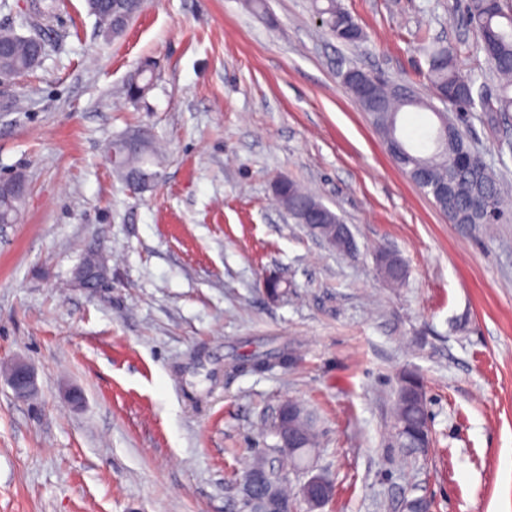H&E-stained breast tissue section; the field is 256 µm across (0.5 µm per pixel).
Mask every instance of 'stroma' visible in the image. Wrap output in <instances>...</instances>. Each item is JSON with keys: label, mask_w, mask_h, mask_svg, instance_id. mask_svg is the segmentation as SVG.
<instances>
[{"label": "stroma", "mask_w": 512, "mask_h": 512, "mask_svg": "<svg viewBox=\"0 0 512 512\" xmlns=\"http://www.w3.org/2000/svg\"><path fill=\"white\" fill-rule=\"evenodd\" d=\"M339 2L361 43L336 41L314 0H143L116 39L85 0L48 17L0 0V26L28 20L47 42L0 87V175L27 185L0 224V512H239L242 464L274 444L261 426L287 401L316 419L314 466L334 484L320 512H512V218L451 223L342 82L354 65L428 96L425 38L454 46L487 98L496 77L460 0ZM146 59L153 85L128 100ZM464 128L512 194V114ZM133 135L166 150L137 193L107 150ZM281 178L341 217L354 255L288 216ZM87 251L108 265L92 292L72 285ZM17 357L29 401L3 374ZM406 371L427 396L418 450L395 439ZM7 380L17 398H29L37 390L34 373L30 366L22 360H15L10 364Z\"/></svg>", "instance_id": "obj_1"}]
</instances>
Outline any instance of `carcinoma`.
I'll use <instances>...</instances> for the list:
<instances>
[{
    "label": "carcinoma",
    "instance_id": "obj_1",
    "mask_svg": "<svg viewBox=\"0 0 512 512\" xmlns=\"http://www.w3.org/2000/svg\"><path fill=\"white\" fill-rule=\"evenodd\" d=\"M141 0H89L87 8L94 15L102 30L112 33L116 38L124 32L114 19L122 17L129 21L139 10ZM325 25L332 36L346 44H355L363 39L358 34L354 39L344 35L347 26L355 18L338 3V0H325V5L316 6ZM464 14L467 24L476 35V48L483 53L500 81V91L496 104L492 105L475 93L477 78L464 79L456 66V51L449 45L434 44L428 49L427 70L424 78L434 91H448L454 99L457 111L469 112H512V0H466ZM1 35L11 37L14 54L0 60V71L16 77L31 69L29 49L26 39L12 29H1ZM154 69L150 61L143 62L124 86V95L130 100L142 98L151 88ZM360 107L368 112L373 124L382 132L383 137L390 135L401 139L398 133V115L405 107L433 110V107L421 99L408 85L383 82L372 87L369 93L354 95ZM470 142L463 135L450 141L442 139L429 154H420L409 145H404L406 156L403 167L425 169L432 181L452 180L456 184L454 195L439 204L438 208L457 224H495L503 220L507 201L500 181L491 165L482 156L472 158L471 162L461 168L456 167L455 158L468 150ZM113 151L120 161L113 163L116 172L127 182L138 181L145 184L155 180L157 172L155 153L136 151L125 144L113 146ZM281 204L288 206L294 213L318 201L310 192L303 190L291 180L283 179L280 184ZM394 421L404 428L405 439L410 441L414 434L425 430L427 409L425 390L414 394L398 392L395 404ZM292 430L304 441V447L293 455L280 457L281 468L297 466L311 457L317 447V433L314 419L306 411H301L293 420L276 424L270 423L269 431L278 437Z\"/></svg>",
    "mask_w": 512,
    "mask_h": 512
}]
</instances>
